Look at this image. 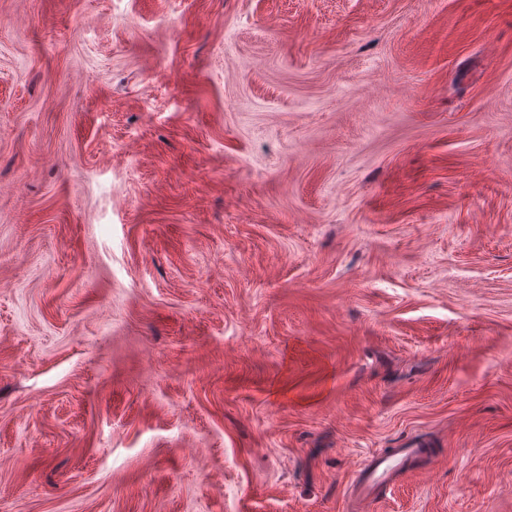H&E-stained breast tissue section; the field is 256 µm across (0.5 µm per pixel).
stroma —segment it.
Listing matches in <instances>:
<instances>
[{
  "label": "stroma",
  "mask_w": 512,
  "mask_h": 512,
  "mask_svg": "<svg viewBox=\"0 0 512 512\" xmlns=\"http://www.w3.org/2000/svg\"><path fill=\"white\" fill-rule=\"evenodd\" d=\"M0 512H512V0H0ZM420 453L421 448L417 445H408L368 459L358 470V496L374 498L395 474L405 472L404 468Z\"/></svg>",
  "instance_id": "35a3bbf8"
}]
</instances>
